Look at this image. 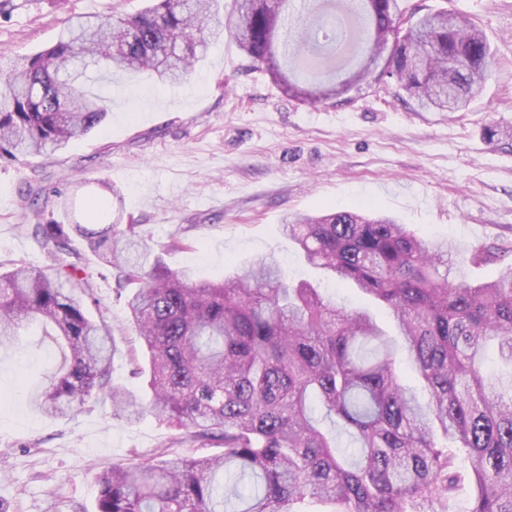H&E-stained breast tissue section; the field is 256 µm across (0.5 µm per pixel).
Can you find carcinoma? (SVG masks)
I'll return each mask as SVG.
<instances>
[{
    "label": "carcinoma",
    "mask_w": 512,
    "mask_h": 512,
    "mask_svg": "<svg viewBox=\"0 0 512 512\" xmlns=\"http://www.w3.org/2000/svg\"><path fill=\"white\" fill-rule=\"evenodd\" d=\"M152 0L126 18L78 16L45 50L0 63V158L49 156L100 127L107 98L86 90L90 69L145 73L177 82L212 42L229 35L269 80L304 104L325 98L290 71L330 67L350 37L310 20L296 0ZM372 54L391 49L385 74L434 112L458 111L491 75L482 31L459 12L405 13L399 0H347ZM304 260L389 311L396 335L366 308L347 309L308 282H284L279 261L259 255L223 280L191 281L150 262L138 225L37 224L50 263L0 271V341L36 320L63 365L40 409L69 419L92 398L138 419L163 417L184 430L175 444L210 442L222 453L116 463L98 474L97 512H512V373L484 370L492 344L512 364V268L469 282L441 267L487 263L501 251L417 238L389 216L355 209L301 215L284 225ZM82 237L97 263L116 272L117 298L143 341L151 399L112 382V329L91 319L92 274L70 249ZM407 361L427 391L400 374ZM316 401L354 445L313 415Z\"/></svg>",
    "instance_id": "carcinoma-1"
}]
</instances>
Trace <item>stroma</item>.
Returning a JSON list of instances; mask_svg holds the SVG:
<instances>
[{
    "mask_svg": "<svg viewBox=\"0 0 512 512\" xmlns=\"http://www.w3.org/2000/svg\"><path fill=\"white\" fill-rule=\"evenodd\" d=\"M470 17L494 58L482 92L459 112L405 102L389 78L353 85L313 105L272 84L232 38L212 44L177 87L138 73L107 74L103 129L56 154L0 163V268L42 265L37 224L83 221L111 203L113 218L140 227L152 252L192 278L220 279L253 256L274 254L291 281L327 288L336 301L368 307L358 289L333 287L305 265L283 233L300 213L363 205L396 217L419 238L464 246L512 245V0H403ZM0 15V55L30 56L52 45L73 17L124 18L149 0H12ZM505 136L489 141L488 128ZM119 192L109 198L100 182ZM81 189L73 212L54 201L30 206L36 186ZM193 250L167 251L179 227ZM94 319L122 334L114 383L146 397L132 375L143 354L125 328L111 275L96 277ZM60 357L40 327L0 345V512H96L97 472L141 462L160 448L181 455L179 429L151 414L130 421L110 402L89 400L71 419L39 410Z\"/></svg>",
    "mask_w": 512,
    "mask_h": 512,
    "instance_id": "obj_1",
    "label": "stroma"
}]
</instances>
